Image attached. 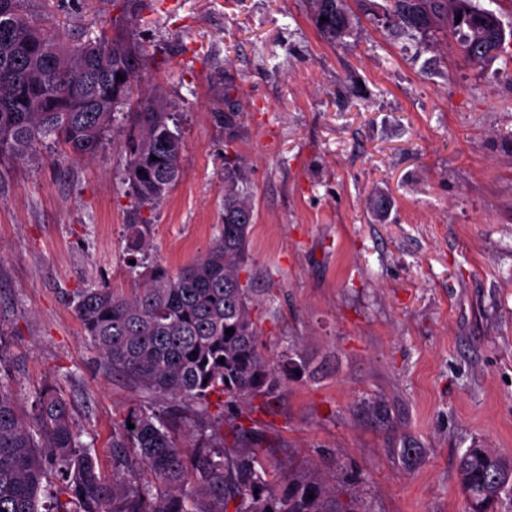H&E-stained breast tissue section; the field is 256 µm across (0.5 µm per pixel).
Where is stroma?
I'll list each match as a JSON object with an SVG mask.
<instances>
[{
	"instance_id": "1",
	"label": "stroma",
	"mask_w": 512,
	"mask_h": 512,
	"mask_svg": "<svg viewBox=\"0 0 512 512\" xmlns=\"http://www.w3.org/2000/svg\"><path fill=\"white\" fill-rule=\"evenodd\" d=\"M344 42L320 35L307 0H24L65 42L132 37L134 82L164 98L183 176L152 214L151 259L176 270L208 249L224 212V157L248 167L251 279L261 350L299 355L252 425L275 471L348 478L364 512H464L459 459L512 458V41L491 65L455 43L391 35L348 0ZM230 93L244 127L215 114ZM126 153L0 159V332L24 393L58 387L83 441L112 472V431L145 403L106 374L71 296L132 288L123 229ZM392 200L386 216L372 195Z\"/></svg>"
}]
</instances>
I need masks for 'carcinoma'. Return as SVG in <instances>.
I'll list each match as a JSON object with an SVG mask.
<instances>
[{
  "mask_svg": "<svg viewBox=\"0 0 512 512\" xmlns=\"http://www.w3.org/2000/svg\"><path fill=\"white\" fill-rule=\"evenodd\" d=\"M21 2L0 0V156L25 160L48 141L66 157L92 158L105 148L115 118L96 108L116 96L120 108L135 105L126 113L123 142L130 199L124 241L134 288L124 293L92 284L72 296V309L105 371L138 382L153 396L202 408L189 419L198 435L192 446L178 443L174 423L153 405L129 410L112 434L108 480L64 395L45 386L23 401L0 333V512H361L358 500H343L336 482L310 468L290 469L272 484L260 449L236 447L253 435L244 425L248 406L269 399L288 372L305 371L291 356L272 361L260 351L259 300L251 275H242L254 224V205L237 190L245 165L236 157L226 160L224 224L201 258L175 272L158 261L145 263L152 222L142 211L155 209L178 183L183 146L162 100L133 97L146 50L106 36L93 45L67 46L25 20ZM357 2L396 36L454 35L463 57L476 64L494 62L506 33L512 34L473 0ZM310 4L325 38L348 35L345 0ZM36 39L52 67L44 66L41 54L26 53ZM33 87L43 95L36 108L27 104ZM224 107L216 117L239 133L243 113L227 90ZM213 395L224 397L231 415V446L220 429L205 433ZM459 480L469 512H496L512 491V460L469 448L459 460Z\"/></svg>",
  "mask_w": 512,
  "mask_h": 512,
  "instance_id": "1",
  "label": "carcinoma"
}]
</instances>
